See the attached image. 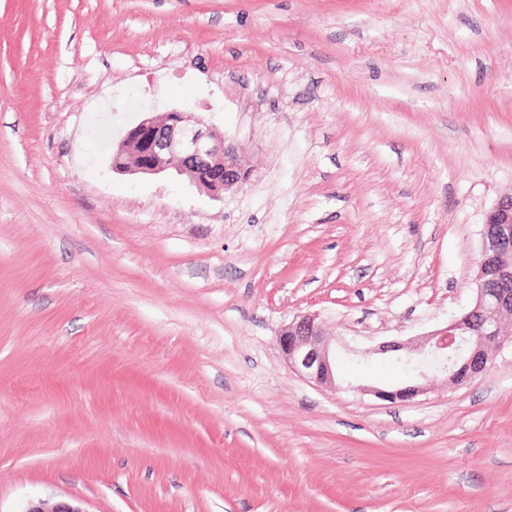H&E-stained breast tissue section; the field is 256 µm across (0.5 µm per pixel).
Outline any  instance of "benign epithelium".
<instances>
[{"label":"benign epithelium","instance_id":"obj_1","mask_svg":"<svg viewBox=\"0 0 512 512\" xmlns=\"http://www.w3.org/2000/svg\"><path fill=\"white\" fill-rule=\"evenodd\" d=\"M178 174L198 189L219 198L235 191L249 178L238 149L224 133L179 107L160 115L153 111L129 127L112 147L115 173L161 175L172 163ZM512 280V193L498 199L487 213L475 275L474 304L446 327L422 337L416 345L386 341L372 349L413 367L410 384L398 388L360 386L358 390L387 401H410L426 392L424 361L440 357L445 364L434 371L447 375L456 386L470 382L491 361L494 350L512 343V332L502 329L503 316L512 314V289L491 288L492 282ZM278 344L288 367L318 386L336 388V357L315 313L295 316L278 334ZM26 512H84L77 505L40 501Z\"/></svg>","mask_w":512,"mask_h":512}]
</instances>
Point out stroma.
Wrapping results in <instances>:
<instances>
[{
	"label": "stroma",
	"mask_w": 512,
	"mask_h": 512,
	"mask_svg": "<svg viewBox=\"0 0 512 512\" xmlns=\"http://www.w3.org/2000/svg\"><path fill=\"white\" fill-rule=\"evenodd\" d=\"M149 104L249 182L112 172ZM510 192L512 0H0V512H512V343L358 391L471 306ZM285 362L318 386L336 390V357L315 313L295 316L278 334Z\"/></svg>",
	"instance_id": "obj_1"
}]
</instances>
